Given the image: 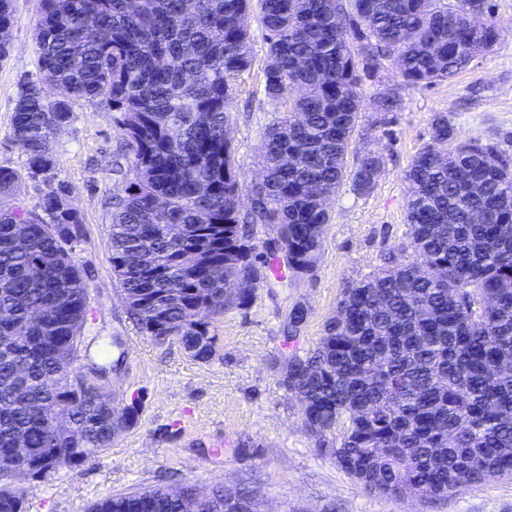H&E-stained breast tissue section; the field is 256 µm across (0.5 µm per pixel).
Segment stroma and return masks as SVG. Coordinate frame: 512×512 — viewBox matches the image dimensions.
Instances as JSON below:
<instances>
[{
	"label": "stroma",
	"instance_id": "stroma-1",
	"mask_svg": "<svg viewBox=\"0 0 512 512\" xmlns=\"http://www.w3.org/2000/svg\"><path fill=\"white\" fill-rule=\"evenodd\" d=\"M499 36L453 79L401 88L402 105L379 122L373 97L401 87L394 67L366 82L365 112L348 156L356 166L367 152L385 165L366 196L342 187L332 198V221L313 274L269 277L244 309L213 322L216 353L190 358L178 343H158L140 332L127 311L109 259L112 210L106 201L128 178L116 174L124 144L118 115L97 100L72 102L74 118L51 142L58 177L83 222L74 257L88 273L93 314L83 350L98 359L108 347L106 393L116 404H136L137 424L111 448L45 480L26 481L27 512H88L107 496L165 485L260 488L266 512H512V479L492 478L448 499H391L364 492L301 425L299 406L279 383L289 348L282 326L291 307L306 303L301 348L313 347L347 282L372 273L405 236V171L429 140L435 115H447L455 139L512 136V0H491ZM40 0H15L9 55L0 62V164L22 168L25 152L12 139L11 116L20 82L36 79L34 31ZM241 206L260 177L265 133L277 119L253 72L229 103Z\"/></svg>",
	"mask_w": 512,
	"mask_h": 512
}]
</instances>
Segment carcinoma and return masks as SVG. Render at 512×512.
Wrapping results in <instances>:
<instances>
[{"label":"carcinoma","mask_w":512,"mask_h":512,"mask_svg":"<svg viewBox=\"0 0 512 512\" xmlns=\"http://www.w3.org/2000/svg\"><path fill=\"white\" fill-rule=\"evenodd\" d=\"M42 0L35 43L40 79L20 85L11 119L30 180L48 190L38 206L0 208V458L13 435L55 448L41 478L62 469L69 443L48 440L45 423L61 400L89 460L137 424L93 392L62 394L52 347L13 340L11 323L54 311L52 335L67 343L84 312L86 272L74 259L82 219L64 203L50 142L72 118L74 99L120 113L131 155L123 194L112 197L110 261L147 336L176 342L196 360L216 353L212 321L244 308L267 280L248 225L268 224L288 251L286 270L310 274L322 256L331 213L316 193L346 183L370 194L384 166L375 153L348 169L363 112V80L395 66L405 86L456 76L497 39L488 0ZM265 32V96L282 113L269 128L261 199L243 213L227 105L254 65L249 15ZM485 16L481 29L469 18ZM67 97L51 100L43 84ZM393 89L376 111L396 112ZM431 136L406 170V237L367 277L349 283L315 347L288 358V384L305 431L336 434L328 452L368 493L447 498L491 477L512 478V157L479 138L448 149L454 128L434 116ZM21 175L0 165V198ZM16 224L27 226L18 236ZM165 224L193 232L179 243ZM254 283L247 292L234 283ZM224 486H156L116 494L89 512H213ZM25 498L0 476V512Z\"/></svg>","instance_id":"1"}]
</instances>
